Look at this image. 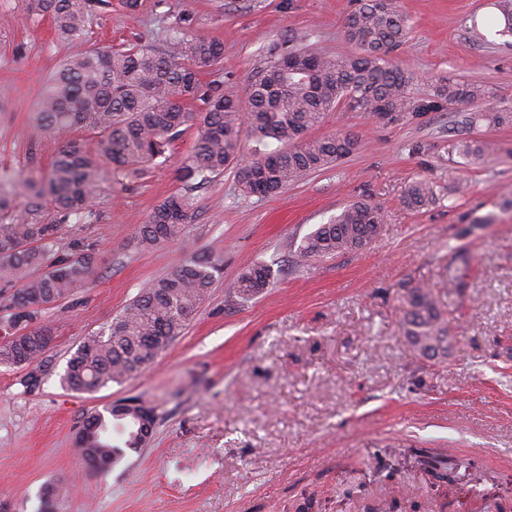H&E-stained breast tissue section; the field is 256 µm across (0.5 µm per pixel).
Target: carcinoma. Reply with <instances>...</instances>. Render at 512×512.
Listing matches in <instances>:
<instances>
[{
    "mask_svg": "<svg viewBox=\"0 0 512 512\" xmlns=\"http://www.w3.org/2000/svg\"><path fill=\"white\" fill-rule=\"evenodd\" d=\"M25 7L51 16L58 34L78 40L92 28V0H24ZM503 20L498 35L512 38V0H497ZM194 19L184 15L162 49L133 44L104 47L62 62L52 77L35 130L63 131L85 127L97 135L95 154L83 142L69 140L46 177L22 184L29 204L0 224V280L19 288L10 302V322L19 334L0 344V366L32 364L45 352L48 338L30 324L46 309L69 297L95 272L94 258L72 243H62L64 224H86L92 204L103 192L100 162L112 164L114 179L132 177L140 167L166 157L170 144L196 129L178 172L183 190L163 200L136 230L137 244L153 249L180 240L192 207L188 191L230 167L241 191L267 198L348 158L358 146L349 134L314 135L325 116L343 106L387 123L414 119L448 106L483 100L488 93L470 81L440 78L432 93L416 97L417 75L392 54L404 43L408 15L399 0H358L346 18L344 35L355 52L332 56L300 48L305 37L291 34L273 45L275 57L251 81L244 95L231 82L204 83L203 72L224 58L223 43L193 32ZM512 125V107L491 106L464 115L458 124ZM254 147L246 149V142ZM459 155L471 163L497 152L489 140L467 136ZM49 194L53 215L45 216L40 199ZM438 185L413 181L406 202L413 208L436 203ZM385 211L367 199L345 206L298 244L294 263L336 257L368 246L385 223ZM34 267L42 268L32 275ZM219 265L208 258L177 263L151 282L107 331L82 341L67 362L63 385L90 392L120 384L151 365L181 335L205 300ZM271 271L261 264L245 268L231 288L250 299L268 287ZM403 324L412 348L425 358L448 351V328L431 289L414 286L403 296ZM77 439L83 459L112 463L124 449L140 446L138 424L117 409L85 419Z\"/></svg>",
    "mask_w": 512,
    "mask_h": 512,
    "instance_id": "cac0c4a2",
    "label": "carcinoma"
}]
</instances>
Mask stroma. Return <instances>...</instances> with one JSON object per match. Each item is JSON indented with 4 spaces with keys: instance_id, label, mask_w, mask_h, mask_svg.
<instances>
[{
    "instance_id": "35a3bbf8",
    "label": "stroma",
    "mask_w": 512,
    "mask_h": 512,
    "mask_svg": "<svg viewBox=\"0 0 512 512\" xmlns=\"http://www.w3.org/2000/svg\"><path fill=\"white\" fill-rule=\"evenodd\" d=\"M496 0H401L410 33L397 53L418 76L416 96L441 77L483 84L512 106V43L497 35ZM349 0H124L97 12L88 34L62 40L49 16L0 0V173L20 182L47 174L88 129L31 134L49 79L63 58L106 46H165L178 18L224 45L206 82L244 89L269 49L302 32L310 52L346 55ZM456 111L385 125L344 108L318 134L359 140L341 164L268 198L244 195L232 172L192 193L179 241L140 250L137 224L182 187L177 169L195 138L187 130L164 163L114 181L86 224L64 225L94 253L82 287L42 312L41 362L0 366V512H378L397 495L420 512H488L512 505V126L474 125L504 152L465 162ZM437 181L443 197L406 206L408 185ZM370 196L387 215L366 248L298 267L301 239L343 206ZM493 215L490 224L482 223ZM219 260L209 294L181 336L123 384L66 389L61 377L85 337L103 333L152 281L180 260ZM268 288L243 300L228 286L253 264ZM456 267L459 287L446 272ZM432 288L448 323L445 357L409 347L400 296ZM135 399L156 419L146 445L110 467H90L75 447L84 418ZM457 462L451 480L419 469V456Z\"/></svg>"
}]
</instances>
